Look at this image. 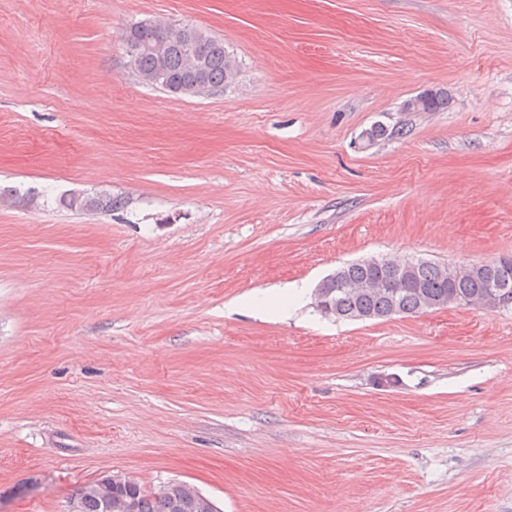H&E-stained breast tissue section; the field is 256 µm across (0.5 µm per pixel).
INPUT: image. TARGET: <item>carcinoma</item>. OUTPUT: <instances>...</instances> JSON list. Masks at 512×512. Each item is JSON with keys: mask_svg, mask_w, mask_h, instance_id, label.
Segmentation results:
<instances>
[{"mask_svg": "<svg viewBox=\"0 0 512 512\" xmlns=\"http://www.w3.org/2000/svg\"><path fill=\"white\" fill-rule=\"evenodd\" d=\"M130 32L139 46L136 64L131 73L143 84L174 93L167 84L202 85V93L215 94L236 81L239 73L235 57L224 48V42L189 25H173L160 20H145L131 26ZM191 36L199 45L197 55L189 54L184 38ZM62 204L77 211L110 212L121 206V201L112 195H84L81 199L68 196ZM381 265L373 264V259H364L347 264L340 271L354 280L386 273ZM416 271L400 284L398 306L403 315L421 312L418 293L430 295L440 300L441 307L452 305V300L481 292L485 287L488 270L474 275L454 279L446 274L445 265L426 261L416 262ZM337 308L345 311H365L386 314L392 307V300L385 294L353 296L348 294L331 295ZM118 496L133 499L135 512H218L215 504L206 497L183 499L176 488L166 491L146 490L138 482L130 487L114 490ZM71 497L77 500L78 512H104L103 501L82 485L76 488Z\"/></svg>", "mask_w": 512, "mask_h": 512, "instance_id": "obj_1", "label": "carcinoma"}]
</instances>
